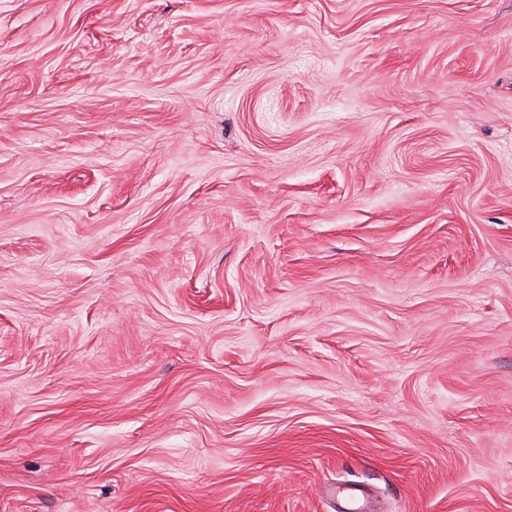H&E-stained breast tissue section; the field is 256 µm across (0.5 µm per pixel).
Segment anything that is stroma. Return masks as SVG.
Wrapping results in <instances>:
<instances>
[{"instance_id":"1","label":"stroma","mask_w":512,"mask_h":512,"mask_svg":"<svg viewBox=\"0 0 512 512\" xmlns=\"http://www.w3.org/2000/svg\"><path fill=\"white\" fill-rule=\"evenodd\" d=\"M0 512H512V0H0Z\"/></svg>"}]
</instances>
